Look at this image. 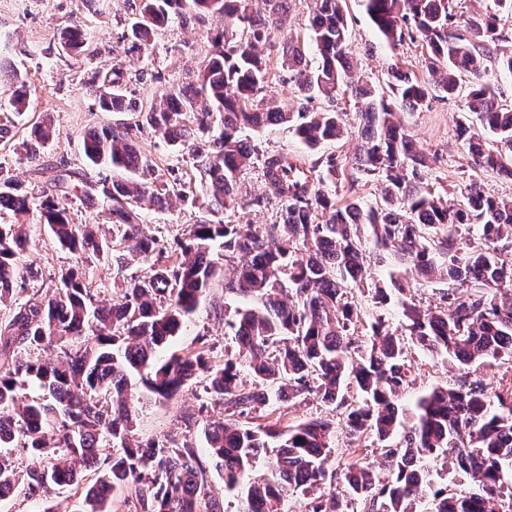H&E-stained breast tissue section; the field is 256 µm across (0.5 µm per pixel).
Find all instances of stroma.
<instances>
[{
    "label": "stroma",
    "mask_w": 512,
    "mask_h": 512,
    "mask_svg": "<svg viewBox=\"0 0 512 512\" xmlns=\"http://www.w3.org/2000/svg\"><path fill=\"white\" fill-rule=\"evenodd\" d=\"M313 10V0H289L287 14L273 25L270 42L261 46L260 52L272 69V83L263 94L261 108L279 107L294 112L352 108L353 101L346 94L333 99L298 96L282 67V48L291 42L303 47L308 66H317L318 56L310 27ZM138 11L139 0H0V68L22 75L29 101L27 112L17 118L15 126L24 128L45 114L51 115L54 124L52 138L40 149L39 164L29 162L17 140L0 145V172L13 177L23 190L35 195L51 183L58 170L66 168L77 172V179L68 188V196L71 216L78 224L102 221L95 209L82 203L85 180L97 179L98 174L86 169L83 163L81 138L119 119L118 113L102 111L88 94L87 87L94 75L105 63H113L123 73L128 94L143 106H150L155 96L167 88L197 86L199 74L212 51V38L220 26L219 20L212 16L202 20L177 16L156 29L148 49L132 52L123 36ZM346 11L354 78L366 80L381 93L387 91L392 81L391 69L395 66L412 72L418 80H431L432 74L424 64L427 50L421 40H406L396 45L386 42L371 25L360 0H347ZM75 22L90 33L100 47L112 48L111 59L100 55L75 58L65 54L60 40L63 32ZM465 108L464 97L436 98L420 111L400 115L407 133L433 157L430 168L422 174V188L440 194L451 205L463 203L465 187L473 175L468 166V146L455 133L457 121L465 117ZM250 137L259 153L288 152L309 161L334 153L349 158L357 146V139L352 136L312 152L283 126L254 131ZM136 143L154 158L162 177L178 176L189 189L187 200L174 199L163 207L154 206L141 212L142 220L150 224L162 244H175L183 240L189 225L211 219V212L202 206L206 184L191 152L174 151L151 128H141ZM266 192L262 166L254 164L238 180L236 196L242 200V207L224 210L219 215L220 220L227 224L281 223L280 211L267 203ZM37 222L38 214L33 210L25 214L0 211V224L35 227L22 252L23 262L31 264L35 273L17 284L14 298L19 302L46 290L54 273L71 261L69 253L51 244L45 233L37 231ZM221 264V277L215 279L181 335L171 342L170 351L194 349L201 335L211 339L216 360H223L225 352L234 350L235 341L224 327V314L242 306L243 301L224 289L225 279L234 275V261L225 258ZM409 359L410 383L399 399L404 408L412 406L419 395L437 386L455 387L466 379L483 382L491 388L512 380V362L505 358L466 376L415 347L410 348ZM207 386V379L197 378L183 391L163 401L146 390H139L133 402L134 435L143 440L158 436L178 444H192L206 468L210 498L219 503L221 512H235L237 503L224 492V481L214 468L201 428L185 425L186 416L196 412L202 413L207 421L223 420L224 411L207 395ZM83 498L81 490L73 487L53 488L45 497L20 492L0 499V512H43L49 506L56 512H83Z\"/></svg>",
    "instance_id": "stroma-1"
}]
</instances>
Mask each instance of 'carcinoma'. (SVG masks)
Returning a JSON list of instances; mask_svg holds the SVG:
<instances>
[{
  "mask_svg": "<svg viewBox=\"0 0 512 512\" xmlns=\"http://www.w3.org/2000/svg\"><path fill=\"white\" fill-rule=\"evenodd\" d=\"M461 23L453 0H361L377 31L397 43L418 35L434 86L396 67L390 95H377L369 83L349 87L352 52L342 0H314L312 40L319 63L303 64V52L290 43L282 64L297 91L333 98L350 88L357 105V153L347 161L335 154L311 166L286 153L263 156L267 200L279 206L281 224H193L167 250L136 208L147 202L186 197L180 179L158 181L154 160L139 151L132 133L148 126L175 149H188L209 178L207 208L237 204L238 176L249 169L256 148L244 132L286 125L311 150L348 132L346 112L258 110L256 96L269 86L270 68L258 52L274 23L250 0H141L124 39L129 49L147 45L152 30L174 15H219L224 30L214 38L212 55L189 93L170 89L148 110L127 98L123 73L109 66L98 72L89 91L105 112H130L118 122L83 137V154L95 168L127 176L86 183L84 203L112 224L101 237L92 224H75L67 203L72 173L57 175L54 186L35 197L9 177H0V208L23 213L34 206L40 227L52 243L74 259L58 283L36 292L0 321V498L18 489L9 450L26 449L32 459L27 488L46 493L81 480L74 461L93 478L85 486L84 512H112L111 497L134 491L141 512H217L205 500V469L196 449L175 447L168 439L139 441L131 435L129 402L142 387L168 400L200 374L209 379L212 400L226 419L204 423L212 457L224 472V489L236 493L237 512H284L290 499L311 495L308 512H338L339 498L364 503L367 512H417L416 500L430 484V467L440 463L465 474L474 489L465 494L437 491L431 512H512V382L488 392L435 387L415 407L399 408L409 385L407 347L390 326L387 305L401 308L408 336L423 351L459 369L512 359V199L492 195L474 178L465 203L454 210L415 179L430 159L405 133L399 113L422 109L438 93L456 95L468 82L467 112L479 124H458L469 144L474 171L512 175V107L499 103L486 80L491 46L512 40L499 12L512 13V0H494ZM68 54L99 56L102 51L81 26L65 36ZM206 103L197 105L198 99ZM224 130L203 150L197 137L209 131L214 113ZM51 120L36 123L28 139L46 143ZM496 135L497 147L485 132ZM350 177L338 204L325 190ZM362 178L380 182L381 201L367 204L356 195ZM477 229L479 241L470 238ZM29 231L0 224V304L12 300L14 286L31 273L20 254ZM224 257L237 260L236 278L225 290L248 298L224 318L235 339L234 354L212 361L206 337L197 347L158 358L181 334L220 273L215 243ZM307 259L297 257L300 250ZM391 255L399 267L389 283L374 285L375 310L364 311L353 289L364 287L365 265ZM112 258L116 275L128 260L148 263L141 277L123 278L117 305H99L84 281L83 263ZM443 277L454 285L444 303L426 310L416 303L419 279ZM59 350V361L44 363L37 353ZM248 367L252 379L241 374ZM34 383L48 398L19 402V391ZM315 395L340 412L349 443L373 439L383 464L394 476L382 484L371 464L354 459L332 470L327 462L338 423L325 415L295 425L277 418L251 426L269 402ZM112 453L100 458V449ZM276 449L269 476L254 477L268 449Z\"/></svg>",
  "mask_w": 512,
  "mask_h": 512,
  "instance_id": "carcinoma-1",
  "label": "carcinoma"
}]
</instances>
